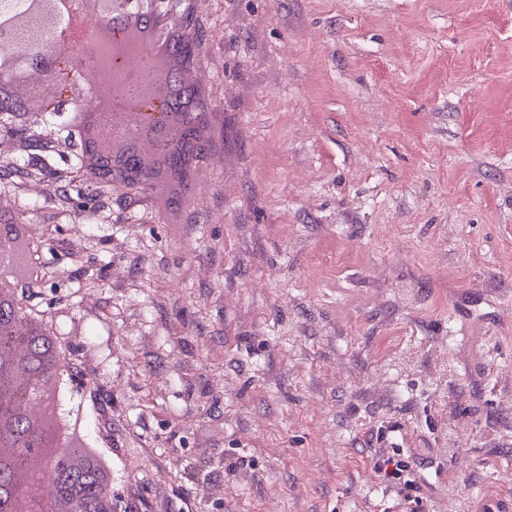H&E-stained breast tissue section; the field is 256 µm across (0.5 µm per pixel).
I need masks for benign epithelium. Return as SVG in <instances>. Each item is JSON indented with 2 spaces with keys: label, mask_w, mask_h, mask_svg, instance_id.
<instances>
[{
  "label": "benign epithelium",
  "mask_w": 512,
  "mask_h": 512,
  "mask_svg": "<svg viewBox=\"0 0 512 512\" xmlns=\"http://www.w3.org/2000/svg\"><path fill=\"white\" fill-rule=\"evenodd\" d=\"M175 0H149V8L133 7V0H27V6L15 12L0 25V32L9 38L7 46H21L19 55L23 69L36 71L42 77L37 94L31 96L34 112H53L51 104L58 101L57 65L61 62L60 43L77 40L83 31L85 13L93 11L106 36L94 40L89 55L67 58L71 69L80 74L90 71L92 78L105 72L112 84V102L123 104L122 116L127 125L103 127L105 112H94L93 139L80 138L81 158L95 156L106 162L100 170L103 182L113 183L115 172L112 150L127 149L124 160L135 162L124 172L121 184L129 186L142 181L139 144L142 134L150 132L151 152L163 154L174 163H181L191 147L189 132L208 125L210 117L201 112L187 114L186 121L168 122V100L163 88L172 75L161 68L152 51H161L172 43V34L181 28ZM135 19L154 33L149 44L131 51H122L128 21ZM0 273V472L8 474L0 482V512H16V503L24 504V512H112L106 498L85 500L75 498L59 508V486L45 489L42 475L53 465L67 468L70 461L47 453L57 432L60 419L54 401V390L64 377V363L45 357L33 363L34 341L49 330L37 325L17 309L9 293L8 276Z\"/></svg>",
  "instance_id": "7a95c632"
}]
</instances>
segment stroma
I'll return each mask as SVG.
<instances>
[{
  "label": "stroma",
  "instance_id": "35a3bbf8",
  "mask_svg": "<svg viewBox=\"0 0 512 512\" xmlns=\"http://www.w3.org/2000/svg\"><path fill=\"white\" fill-rule=\"evenodd\" d=\"M213 155L178 213L8 113L0 228L114 512H512V0H182Z\"/></svg>",
  "mask_w": 512,
  "mask_h": 512
}]
</instances>
